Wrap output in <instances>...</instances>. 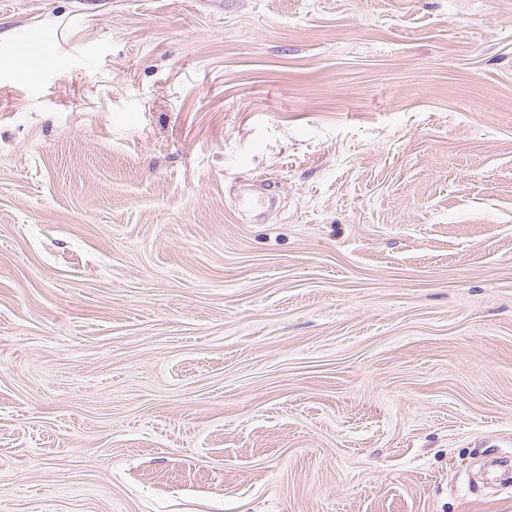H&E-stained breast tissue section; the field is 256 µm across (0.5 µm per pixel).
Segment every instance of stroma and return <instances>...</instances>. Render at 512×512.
I'll use <instances>...</instances> for the list:
<instances>
[{
    "instance_id": "35a3bbf8",
    "label": "stroma",
    "mask_w": 512,
    "mask_h": 512,
    "mask_svg": "<svg viewBox=\"0 0 512 512\" xmlns=\"http://www.w3.org/2000/svg\"><path fill=\"white\" fill-rule=\"evenodd\" d=\"M498 457L512 0H0V512H512Z\"/></svg>"
}]
</instances>
